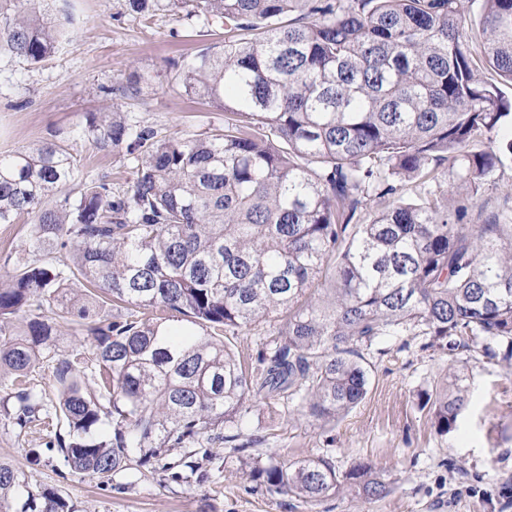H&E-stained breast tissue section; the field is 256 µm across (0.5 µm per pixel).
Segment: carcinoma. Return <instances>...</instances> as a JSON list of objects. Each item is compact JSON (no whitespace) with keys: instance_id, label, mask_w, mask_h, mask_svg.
Instances as JSON below:
<instances>
[{"instance_id":"1","label":"carcinoma","mask_w":512,"mask_h":512,"mask_svg":"<svg viewBox=\"0 0 512 512\" xmlns=\"http://www.w3.org/2000/svg\"><path fill=\"white\" fill-rule=\"evenodd\" d=\"M0 9V55L36 64L56 53L63 22L45 0ZM478 6L477 26L466 16ZM188 19L224 26L178 74L190 97L224 108V126L158 139L124 112H90L83 137L134 156L130 185L91 180L60 144L0 155V224L35 215L26 255L0 288L3 403L24 428L68 427L51 445L69 467L104 478L156 470L174 481L236 453L251 483L314 503L387 494L365 462L341 473L323 456L253 455L229 433L257 404L293 403L288 419L336 421L366 396L359 349L427 336L446 351L512 355V0H168ZM159 74L118 88L139 100ZM504 207L479 224L485 187ZM65 252L60 262L55 253ZM90 288L76 294L70 280ZM149 309L112 319L100 295ZM78 318L90 356L60 346L52 313ZM177 317L188 327L177 328ZM283 322L242 365L226 344ZM47 363L59 397L28 381ZM446 435L465 391L420 394ZM25 473L0 460V512ZM21 512H75L27 492Z\"/></svg>"}]
</instances>
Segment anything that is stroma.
<instances>
[{"mask_svg":"<svg viewBox=\"0 0 512 512\" xmlns=\"http://www.w3.org/2000/svg\"><path fill=\"white\" fill-rule=\"evenodd\" d=\"M72 23L57 54L37 64L0 56V154L53 141L77 155L82 174L127 189L131 155L100 149L82 135L85 115L121 107L130 123L161 135L188 136L223 125L222 109L173 92L172 78L138 103L102 94L125 84L133 67L153 71L183 63L200 45L220 43L224 28L204 26L160 8L129 12L126 0H71ZM32 217L0 224V283L8 282L29 243ZM369 370L365 398L332 427L300 418L286 423L266 405L244 416L246 435L262 436L284 460L330 458L343 472L370 463L389 484L381 498L343 495L310 503L253 487L217 472L227 448L214 449L207 477L174 483L123 471L102 479L72 471L48 447L49 428L20 431L0 408V460L27 476L30 490L56 491L76 512H512V360L478 352L449 353L425 337L398 336L362 349ZM457 368L468 403L454 431L439 435L418 392Z\"/></svg>","mask_w":512,"mask_h":512,"instance_id":"1","label":"stroma"}]
</instances>
